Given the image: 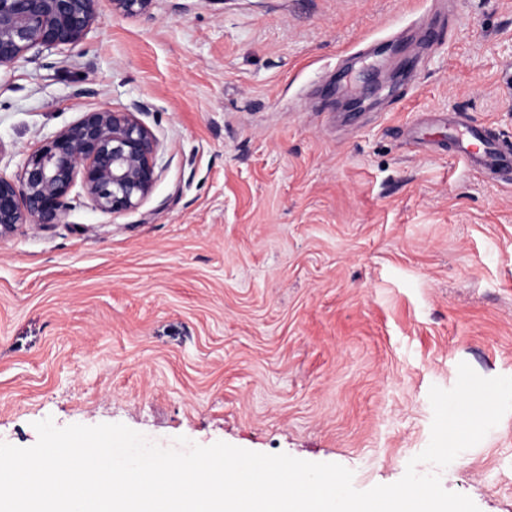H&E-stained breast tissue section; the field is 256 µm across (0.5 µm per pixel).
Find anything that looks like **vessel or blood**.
Instances as JSON below:
<instances>
[{
	"label": "vessel or blood",
	"instance_id": "vessel-or-blood-1",
	"mask_svg": "<svg viewBox=\"0 0 512 512\" xmlns=\"http://www.w3.org/2000/svg\"><path fill=\"white\" fill-rule=\"evenodd\" d=\"M448 138L455 152L469 167L512 178V151L487 138L457 112L448 115Z\"/></svg>",
	"mask_w": 512,
	"mask_h": 512
}]
</instances>
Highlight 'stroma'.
<instances>
[{"label":"stroma","mask_w":512,"mask_h":512,"mask_svg":"<svg viewBox=\"0 0 512 512\" xmlns=\"http://www.w3.org/2000/svg\"><path fill=\"white\" fill-rule=\"evenodd\" d=\"M384 46L396 84L360 82ZM102 105L138 108L160 176L0 239V442L122 423L364 491L426 448L459 363L512 376V182L437 120L512 144V0H103L74 52L0 70V176ZM439 475L512 512V412Z\"/></svg>","instance_id":"obj_1"}]
</instances>
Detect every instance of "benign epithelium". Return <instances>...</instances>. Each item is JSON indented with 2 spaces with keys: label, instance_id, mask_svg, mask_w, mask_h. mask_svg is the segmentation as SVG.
<instances>
[{
  "label": "benign epithelium",
  "instance_id": "obj_1",
  "mask_svg": "<svg viewBox=\"0 0 512 512\" xmlns=\"http://www.w3.org/2000/svg\"><path fill=\"white\" fill-rule=\"evenodd\" d=\"M127 16L148 12L153 0H111ZM97 16V0H0V68L27 54L73 50ZM160 142L134 110L99 106L60 129L29 154L16 180L0 176V237L21 227L61 224L80 186L109 214L137 209L159 178Z\"/></svg>",
  "mask_w": 512,
  "mask_h": 512
}]
</instances>
